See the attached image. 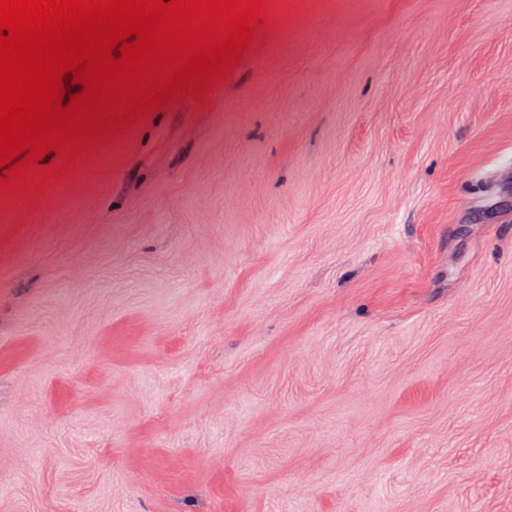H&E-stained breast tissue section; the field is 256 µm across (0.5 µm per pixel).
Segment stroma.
Returning <instances> with one entry per match:
<instances>
[{
    "label": "stroma",
    "instance_id": "35a3bbf8",
    "mask_svg": "<svg viewBox=\"0 0 512 512\" xmlns=\"http://www.w3.org/2000/svg\"><path fill=\"white\" fill-rule=\"evenodd\" d=\"M269 22L0 208V512H512V0Z\"/></svg>",
    "mask_w": 512,
    "mask_h": 512
}]
</instances>
